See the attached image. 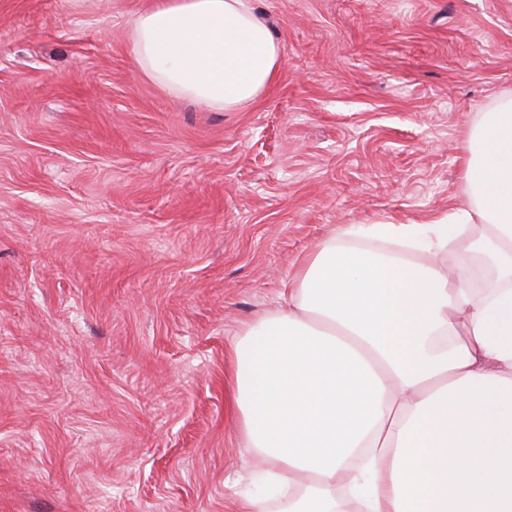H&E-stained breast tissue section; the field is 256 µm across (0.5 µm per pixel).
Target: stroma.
Segmentation results:
<instances>
[{"label":"stroma","instance_id":"stroma-1","mask_svg":"<svg viewBox=\"0 0 512 512\" xmlns=\"http://www.w3.org/2000/svg\"><path fill=\"white\" fill-rule=\"evenodd\" d=\"M148 0H0V512H235L224 350L321 240L466 206L512 0H253L234 112L133 59Z\"/></svg>","mask_w":512,"mask_h":512}]
</instances>
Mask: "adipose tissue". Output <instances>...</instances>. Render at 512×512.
Masks as SVG:
<instances>
[{
    "mask_svg": "<svg viewBox=\"0 0 512 512\" xmlns=\"http://www.w3.org/2000/svg\"><path fill=\"white\" fill-rule=\"evenodd\" d=\"M133 51L218 111L282 62L250 0H152ZM464 149L467 207L350 225L230 341L233 420L265 488L238 512H512V96ZM445 248L460 263L417 259Z\"/></svg>",
    "mask_w": 512,
    "mask_h": 512,
    "instance_id": "obj_1",
    "label": "adipose tissue"
}]
</instances>
